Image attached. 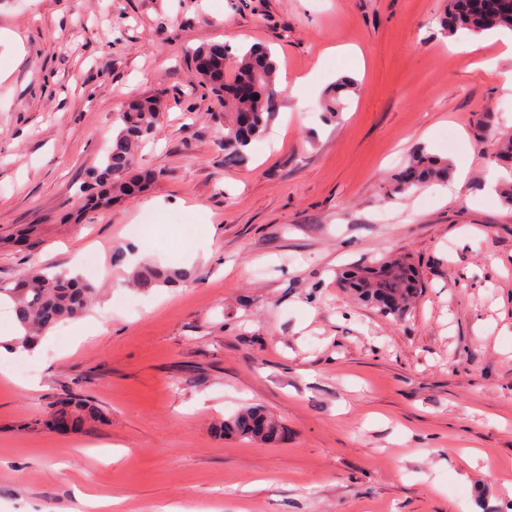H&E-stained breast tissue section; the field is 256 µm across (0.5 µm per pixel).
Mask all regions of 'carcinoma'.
I'll return each instance as SVG.
<instances>
[{"label":"carcinoma","instance_id":"obj_1","mask_svg":"<svg viewBox=\"0 0 512 512\" xmlns=\"http://www.w3.org/2000/svg\"><path fill=\"white\" fill-rule=\"evenodd\" d=\"M450 21L445 30L480 34L500 28L512 29V8L508 0H491L480 7H468L462 0H449ZM198 76V85L224 104V162L229 165L248 161V149L253 141L266 132L277 96L275 77L277 62L265 48L250 47L237 53L220 43L197 47L189 56ZM241 84L251 85L252 96L240 99L234 89ZM158 97L133 100L118 113L119 126L106 151L101 165L90 172L81 198L77 199L78 213L97 207L108 208L115 202L134 198L146 185L147 176L134 171V156L140 144L156 131L160 112ZM494 157L512 163V137L497 138L490 145ZM452 165L447 159L422 151L413 154L393 179L389 195L405 194L431 181H446ZM133 285L143 291L186 283L191 274L182 269H170L155 264H143L131 272ZM340 287L358 301L376 307L382 314L400 319L420 295L422 285L412 264L398 258L377 266H351L337 274ZM100 293L94 283L64 272L51 273L35 268L20 283L0 287V296L12 303L19 336L13 346L30 349L40 335L57 324L83 315ZM56 418L68 421L74 430L86 422L104 421L103 412L88 401L70 402L57 410ZM225 429L243 439L269 442L281 434V426L269 419L261 409L247 407L225 424Z\"/></svg>","mask_w":512,"mask_h":512}]
</instances>
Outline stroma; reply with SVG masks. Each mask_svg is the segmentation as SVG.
<instances>
[{"instance_id":"obj_1","label":"stroma","mask_w":512,"mask_h":512,"mask_svg":"<svg viewBox=\"0 0 512 512\" xmlns=\"http://www.w3.org/2000/svg\"><path fill=\"white\" fill-rule=\"evenodd\" d=\"M447 8L0 0V285L89 253L108 266L85 271L103 292L81 318L0 367V512H90L89 495L123 512H512V207L485 151L512 136V58L494 34L442 30ZM227 37L269 48L285 81L242 166L187 61ZM149 95L163 109L138 164L154 180L71 219L118 112ZM420 148L467 168L457 196H386ZM133 240L193 281L131 287L109 257ZM399 256L423 285L403 318L336 283ZM74 395L104 422L48 429ZM250 406L279 440L223 435Z\"/></svg>"}]
</instances>
